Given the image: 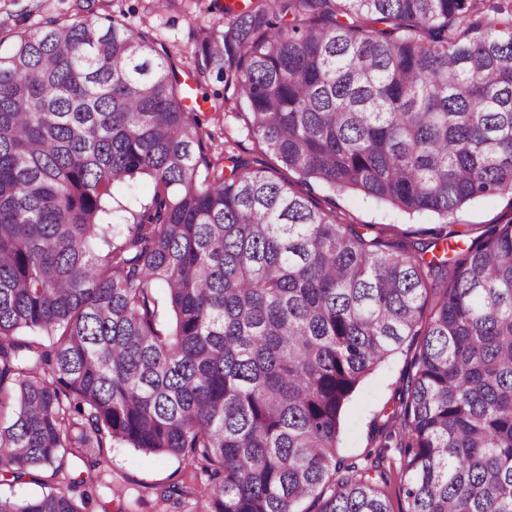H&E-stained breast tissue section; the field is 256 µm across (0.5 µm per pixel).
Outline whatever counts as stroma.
<instances>
[{
	"label": "stroma",
	"instance_id": "1",
	"mask_svg": "<svg viewBox=\"0 0 512 512\" xmlns=\"http://www.w3.org/2000/svg\"><path fill=\"white\" fill-rule=\"evenodd\" d=\"M150 0H0V35L37 27L47 17L82 13L97 21L116 17L132 30L150 28L154 37L185 51L194 48L199 27L216 23V14L207 10L205 0H178L175 7L151 13ZM336 212L350 224L366 226L368 233L398 243L408 233L438 226L429 213L406 215L355 192L337 194ZM512 219V196L494 195L464 205L448 218V227L459 241L480 238L494 225ZM418 346L410 339L368 375L352 396L344 412L340 441L341 456L364 461L375 452L388 429L389 419L400 407L401 387L408 362ZM72 475L90 477L97 495L91 512H200L194 497L171 495L173 485L203 487L205 473L187 468L174 457L144 456L115 444L103 450H90L79 458L65 461Z\"/></svg>",
	"mask_w": 512,
	"mask_h": 512
}]
</instances>
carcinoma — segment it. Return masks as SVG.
Returning a JSON list of instances; mask_svg holds the SVG:
<instances>
[{"instance_id": "cac0c4a2", "label": "carcinoma", "mask_w": 512, "mask_h": 512, "mask_svg": "<svg viewBox=\"0 0 512 512\" xmlns=\"http://www.w3.org/2000/svg\"><path fill=\"white\" fill-rule=\"evenodd\" d=\"M214 6L211 110L304 184L441 218L512 194V0ZM155 44L53 18L0 50V482L51 469L0 512H89L63 459L114 442L205 472L182 491L205 512H392L384 450L339 457L342 417L418 336L385 436L406 512H512V221L452 257L442 226L370 237L231 140L208 156Z\"/></svg>"}]
</instances>
